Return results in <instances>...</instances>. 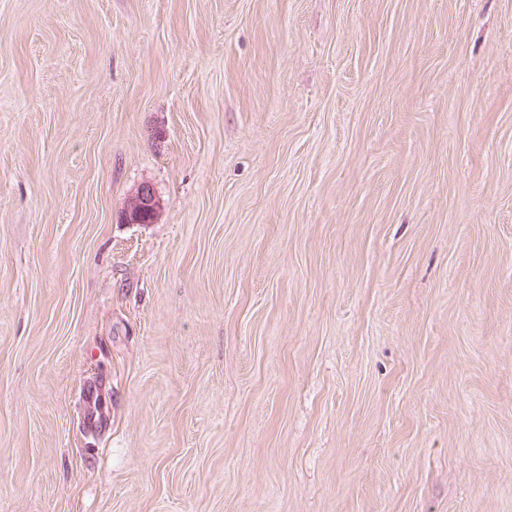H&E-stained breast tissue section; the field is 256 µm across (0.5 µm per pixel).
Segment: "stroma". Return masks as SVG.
<instances>
[{"mask_svg": "<svg viewBox=\"0 0 512 512\" xmlns=\"http://www.w3.org/2000/svg\"><path fill=\"white\" fill-rule=\"evenodd\" d=\"M0 512H512V0H0ZM157 207L154 191L149 184L140 185L125 201L124 213L126 220L138 223L142 213L154 215Z\"/></svg>", "mask_w": 512, "mask_h": 512, "instance_id": "1", "label": "stroma"}]
</instances>
